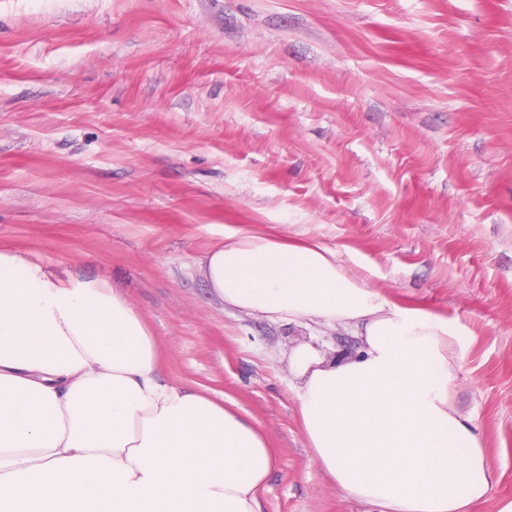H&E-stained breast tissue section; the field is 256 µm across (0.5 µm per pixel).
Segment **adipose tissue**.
Returning a JSON list of instances; mask_svg holds the SVG:
<instances>
[{"instance_id":"ef3b65f1","label":"adipose tissue","mask_w":512,"mask_h":512,"mask_svg":"<svg viewBox=\"0 0 512 512\" xmlns=\"http://www.w3.org/2000/svg\"><path fill=\"white\" fill-rule=\"evenodd\" d=\"M199 269L227 306L356 328V356H291L304 432L346 495L464 512L487 494L477 429L450 400L452 321L392 303L318 242L228 227ZM274 462L245 416L159 380L120 289L0 247V512H258Z\"/></svg>"}]
</instances>
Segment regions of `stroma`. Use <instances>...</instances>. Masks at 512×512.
<instances>
[{
  "label": "stroma",
  "mask_w": 512,
  "mask_h": 512,
  "mask_svg": "<svg viewBox=\"0 0 512 512\" xmlns=\"http://www.w3.org/2000/svg\"><path fill=\"white\" fill-rule=\"evenodd\" d=\"M244 227L462 330L452 403L512 512V0H0V246L120 288L159 376L244 414L260 512H380L317 464L290 357L351 331L224 307Z\"/></svg>",
  "instance_id": "35a3bbf8"
}]
</instances>
